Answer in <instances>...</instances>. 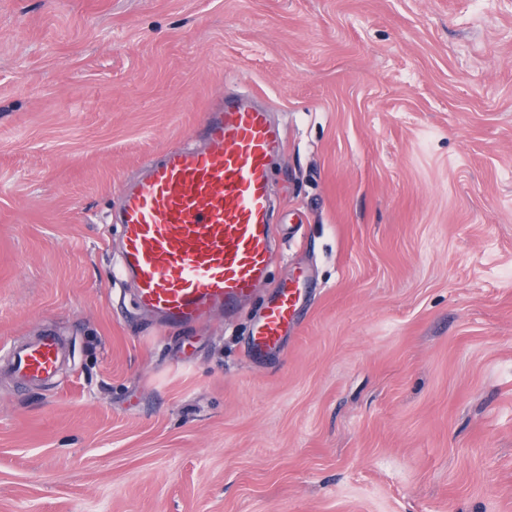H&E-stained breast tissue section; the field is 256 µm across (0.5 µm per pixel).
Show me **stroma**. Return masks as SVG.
Segmentation results:
<instances>
[{"mask_svg": "<svg viewBox=\"0 0 512 512\" xmlns=\"http://www.w3.org/2000/svg\"><path fill=\"white\" fill-rule=\"evenodd\" d=\"M228 92L286 136L274 259L162 330L114 195ZM48 328L57 377L0 376V512H512V0H0V349ZM300 275L287 277L276 287L258 321L251 337V355H260L279 346L288 329L294 327L298 318V302L302 292L308 288V280L300 281Z\"/></svg>", "mask_w": 512, "mask_h": 512, "instance_id": "stroma-1", "label": "stroma"}]
</instances>
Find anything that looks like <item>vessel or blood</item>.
Segmentation results:
<instances>
[{"mask_svg": "<svg viewBox=\"0 0 512 512\" xmlns=\"http://www.w3.org/2000/svg\"><path fill=\"white\" fill-rule=\"evenodd\" d=\"M284 146L266 108L227 95L209 106L197 144L168 148L119 187L118 272L160 326L231 315L265 281L276 234L272 165ZM307 287L296 275L280 282L253 328L252 354L281 344ZM65 352L63 340L46 331L14 347L7 368L30 385L47 381Z\"/></svg>", "mask_w": 512, "mask_h": 512, "instance_id": "b4317fda", "label": "vessel or blood"}]
</instances>
